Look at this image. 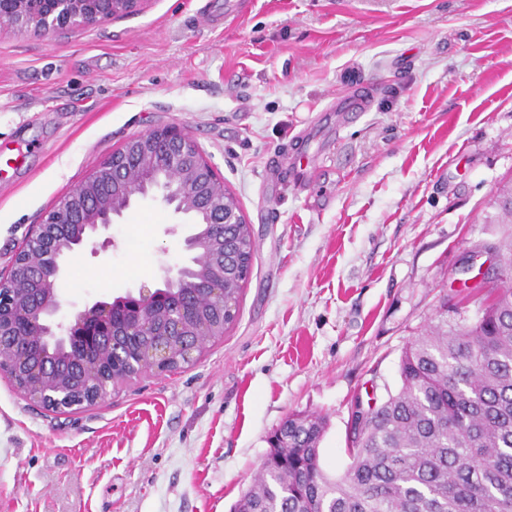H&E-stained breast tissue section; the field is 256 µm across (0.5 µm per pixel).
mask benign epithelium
Wrapping results in <instances>:
<instances>
[{
  "label": "benign epithelium",
  "mask_w": 512,
  "mask_h": 512,
  "mask_svg": "<svg viewBox=\"0 0 512 512\" xmlns=\"http://www.w3.org/2000/svg\"><path fill=\"white\" fill-rule=\"evenodd\" d=\"M142 0H0V22L44 35L76 33L134 12ZM161 193L177 214L191 219L183 239L191 263L164 269L165 287H141L112 302H96L73 316H59L58 288L68 256L93 243V254L112 238H92L113 224L132 200ZM247 220L224 180L197 143L178 124L129 139L50 210L26 237L10 269L0 278V374L44 407L71 394L83 405L102 402L115 372L114 336H151L140 349L134 374L170 371L179 357L190 360L197 346L224 335V319L235 304L224 297V262L236 263L224 234Z\"/></svg>",
  "instance_id": "obj_1"
}]
</instances>
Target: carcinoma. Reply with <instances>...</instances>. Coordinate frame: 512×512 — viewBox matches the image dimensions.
<instances>
[{"instance_id":"1","label":"carcinoma","mask_w":512,"mask_h":512,"mask_svg":"<svg viewBox=\"0 0 512 512\" xmlns=\"http://www.w3.org/2000/svg\"><path fill=\"white\" fill-rule=\"evenodd\" d=\"M488 224L512 278V183L498 189ZM231 235L251 269L250 226ZM401 387L362 405L349 424L352 462L324 471L320 414L288 416V447L271 448L233 512H512V285L488 289L475 321L448 319L416 336L400 360Z\"/></svg>"}]
</instances>
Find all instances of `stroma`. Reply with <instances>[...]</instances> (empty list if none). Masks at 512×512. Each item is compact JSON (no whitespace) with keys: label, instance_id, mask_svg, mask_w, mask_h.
Returning a JSON list of instances; mask_svg holds the SVG:
<instances>
[{"label":"stroma","instance_id":"obj_1","mask_svg":"<svg viewBox=\"0 0 512 512\" xmlns=\"http://www.w3.org/2000/svg\"><path fill=\"white\" fill-rule=\"evenodd\" d=\"M379 91L357 122L334 103ZM177 123L253 233L236 320L190 363L53 412L0 374V512H230L283 420L318 413L342 475L353 396L401 387L441 306L476 319L465 261L512 180V0H143L76 34L0 25V272L131 137ZM137 199L72 254L64 314L188 260ZM110 282H103V275Z\"/></svg>","mask_w":512,"mask_h":512}]
</instances>
